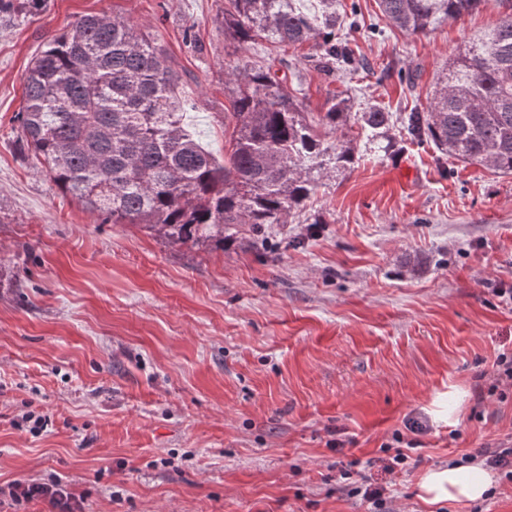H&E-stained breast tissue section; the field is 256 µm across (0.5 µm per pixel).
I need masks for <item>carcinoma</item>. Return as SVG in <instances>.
I'll return each mask as SVG.
<instances>
[{
  "label": "carcinoma",
  "mask_w": 512,
  "mask_h": 512,
  "mask_svg": "<svg viewBox=\"0 0 512 512\" xmlns=\"http://www.w3.org/2000/svg\"><path fill=\"white\" fill-rule=\"evenodd\" d=\"M388 23L426 34L485 0H378ZM356 23L341 0H226L224 37L244 53L257 37L273 49L311 42L325 72L358 64L342 31ZM180 75L145 26L103 10L77 19L32 58L17 142L65 194L108 224H140L180 245H224L249 224L253 246L305 210L322 181L351 169L360 145L389 156L395 127L443 155L512 175V13L448 59L425 110L399 119L356 110L351 88L313 115L271 66L224 65L233 96L224 113V160L189 133ZM363 141L344 133L350 117Z\"/></svg>",
  "instance_id": "obj_1"
}]
</instances>
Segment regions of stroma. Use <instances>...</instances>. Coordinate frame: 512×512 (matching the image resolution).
Instances as JSON below:
<instances>
[{
  "label": "stroma",
  "instance_id": "obj_1",
  "mask_svg": "<svg viewBox=\"0 0 512 512\" xmlns=\"http://www.w3.org/2000/svg\"><path fill=\"white\" fill-rule=\"evenodd\" d=\"M21 0L0 8V512L17 480L62 478L84 512H512V482L480 506L427 504L428 470L512 438V396L489 395L512 353V175L409 143L326 179L316 232L276 226L256 252L104 224L20 150L13 120L34 54L79 16L148 25L181 76L185 121L216 157L231 111L225 0ZM347 34L370 64L326 75L288 49L274 75L323 112L344 82L397 113L426 105L465 37L512 0L409 35L377 0ZM482 416H474V406ZM44 416L39 434L23 412ZM405 465L386 472L396 449Z\"/></svg>",
  "mask_w": 512,
  "mask_h": 512
}]
</instances>
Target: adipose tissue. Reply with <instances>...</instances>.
Instances as JSON below:
<instances>
[{"instance_id": "adipose-tissue-1", "label": "adipose tissue", "mask_w": 512, "mask_h": 512, "mask_svg": "<svg viewBox=\"0 0 512 512\" xmlns=\"http://www.w3.org/2000/svg\"><path fill=\"white\" fill-rule=\"evenodd\" d=\"M495 481L491 471L477 464H455L427 471L418 483L420 497L428 504L480 501Z\"/></svg>"}]
</instances>
